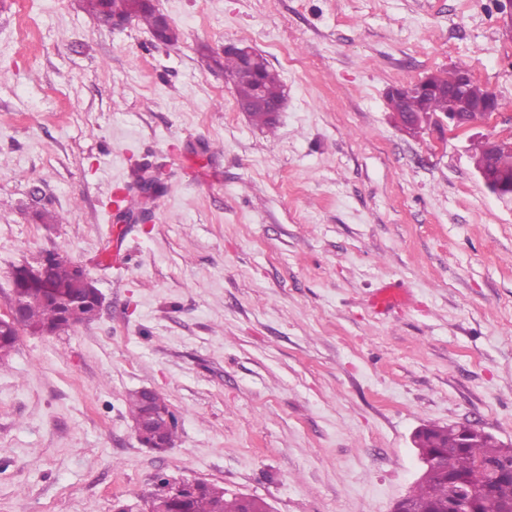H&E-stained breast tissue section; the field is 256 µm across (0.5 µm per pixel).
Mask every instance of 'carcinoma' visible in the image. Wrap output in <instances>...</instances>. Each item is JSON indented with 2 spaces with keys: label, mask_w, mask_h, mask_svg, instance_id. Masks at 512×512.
I'll return each mask as SVG.
<instances>
[{
  "label": "carcinoma",
  "mask_w": 512,
  "mask_h": 512,
  "mask_svg": "<svg viewBox=\"0 0 512 512\" xmlns=\"http://www.w3.org/2000/svg\"><path fill=\"white\" fill-rule=\"evenodd\" d=\"M85 10L98 17L102 14L108 16H129L140 21L154 31L158 25V15L153 9L136 7L132 0H83ZM264 83L275 94L284 93V86L278 73L268 68L266 61H261ZM388 102L394 104L395 109H405L407 117L421 110L433 114L459 111L458 100L446 94L434 96L421 103L419 98L410 97L405 104H400L393 98ZM492 169L498 177H512V153H500L492 162ZM52 282L58 287H65L75 280V268L66 261L56 263L52 268ZM82 303L65 309L59 307L54 301L36 299L28 303L21 316V321L39 330H53L64 323L70 327L77 323L92 320L97 315L93 298L87 291H82ZM19 339L17 332L4 328L0 331V356H8L15 348ZM130 412L133 419L141 417L147 407V399L142 391L129 394ZM177 420L161 417L153 427L154 436L170 446L176 437ZM460 442V426H425L415 435L414 443L417 448H433L439 450H452V468L455 473L467 475L478 467L491 468L499 472V477L488 480L478 492L474 507L475 512H512V477L506 471L512 468V445H505L490 435H480L473 438L466 447L458 448ZM452 489L448 477L437 470L427 471L417 481L412 492L405 497L411 506L426 509L428 512H441V508L448 503ZM170 508L179 512H243V503L237 496L228 497L224 489L209 485L200 489L185 502L170 501Z\"/></svg>",
  "instance_id": "1"
}]
</instances>
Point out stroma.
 Returning <instances> with one entry per match:
<instances>
[{"instance_id": "stroma-1", "label": "stroma", "mask_w": 512, "mask_h": 512, "mask_svg": "<svg viewBox=\"0 0 512 512\" xmlns=\"http://www.w3.org/2000/svg\"><path fill=\"white\" fill-rule=\"evenodd\" d=\"M155 5L176 42L82 0H0V312L12 270L49 254L103 296L0 361V512H140L162 479L392 512L422 427L512 444V198L472 152L512 126L499 0ZM228 43L279 74L274 132L208 67ZM461 63L498 119L403 131L389 90ZM147 165L162 187L121 223L112 192ZM394 283L407 304L377 313ZM144 388L178 418L163 452L133 429Z\"/></svg>"}]
</instances>
